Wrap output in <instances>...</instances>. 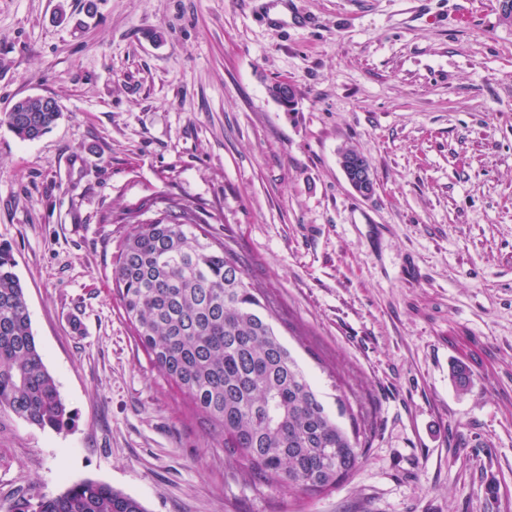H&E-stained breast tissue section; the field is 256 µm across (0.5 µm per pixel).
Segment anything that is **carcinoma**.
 I'll use <instances>...</instances> for the list:
<instances>
[{"label": "carcinoma", "instance_id": "carcinoma-1", "mask_svg": "<svg viewBox=\"0 0 512 512\" xmlns=\"http://www.w3.org/2000/svg\"><path fill=\"white\" fill-rule=\"evenodd\" d=\"M62 112H5L22 141L43 136ZM156 210V218L140 216ZM129 224L112 282L152 362L188 396L194 411L224 438L246 476L289 490L336 487L363 460L360 436L371 417L353 418V436L331 418L278 339L264 289L248 281L243 257L228 242L208 241L196 207L161 194L135 210L107 215ZM11 250L0 246V410L59 429L66 406L31 328ZM36 512H146L135 498L85 480L44 496Z\"/></svg>", "mask_w": 512, "mask_h": 512}]
</instances>
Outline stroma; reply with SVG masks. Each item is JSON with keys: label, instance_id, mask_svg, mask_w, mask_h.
Segmentation results:
<instances>
[{"label": "stroma", "instance_id": "1", "mask_svg": "<svg viewBox=\"0 0 512 512\" xmlns=\"http://www.w3.org/2000/svg\"><path fill=\"white\" fill-rule=\"evenodd\" d=\"M0 0V244L70 420L0 410V506L92 479L146 512H512V24L498 0ZM285 79L295 105L269 93ZM368 158L362 197L339 165ZM162 193L245 257L330 413L373 414L335 488L227 465L134 337L107 214ZM468 367L459 391L450 370ZM29 96L13 105L8 112L1 115L0 122H5L11 131L22 141H32L43 136L61 117L58 101L49 95H36L39 108L32 110L25 101ZM58 111V112H57Z\"/></svg>", "mask_w": 512, "mask_h": 512}]
</instances>
